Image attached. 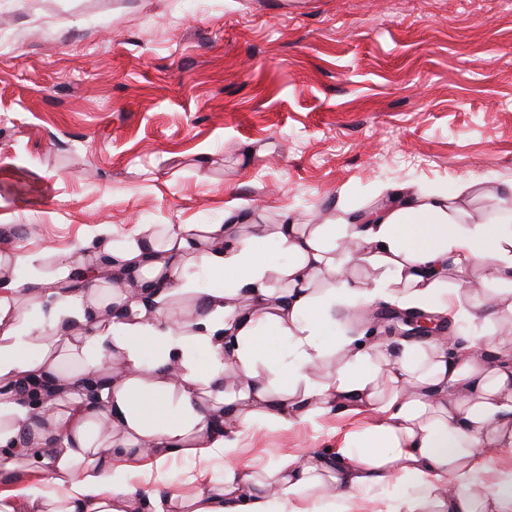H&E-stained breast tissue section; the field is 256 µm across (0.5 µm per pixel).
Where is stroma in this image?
Here are the masks:
<instances>
[{
    "label": "stroma",
    "mask_w": 512,
    "mask_h": 512,
    "mask_svg": "<svg viewBox=\"0 0 512 512\" xmlns=\"http://www.w3.org/2000/svg\"><path fill=\"white\" fill-rule=\"evenodd\" d=\"M0 274L20 284L31 333L63 256L109 240L163 244L245 207L231 233L286 263L285 219L333 222L387 186L429 194L477 178L512 184V0H0ZM191 291L166 305L193 323L230 276L188 260ZM445 340L496 335L475 296ZM379 305L336 312L331 337L373 328ZM378 414L326 407L308 421L257 420L234 449L125 473L141 490L191 499L246 465L272 482L281 453L343 459ZM403 478L349 500L308 493L317 512H396Z\"/></svg>",
    "instance_id": "1"
}]
</instances>
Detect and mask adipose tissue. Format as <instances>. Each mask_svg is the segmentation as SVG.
I'll list each match as a JSON object with an SVG mask.
<instances>
[{
	"label": "adipose tissue",
	"instance_id": "1",
	"mask_svg": "<svg viewBox=\"0 0 512 512\" xmlns=\"http://www.w3.org/2000/svg\"><path fill=\"white\" fill-rule=\"evenodd\" d=\"M478 187L471 178L445 197L400 185L385 205L358 216L344 209L330 224L278 225L291 259L279 270L287 286L275 296L267 284L271 259L256 239L228 240L223 225H212V247L200 259L232 275L246 301L209 294L208 314L190 333L158 305L186 287L181 270L196 247L186 225H167L159 259L149 241L107 242L106 251L117 253L136 279L116 294L108 321L100 316V290L89 281L72 291L48 289L53 315L30 335L16 305L17 284L0 280V473L35 461L47 484L68 488L60 498L0 495V512H166L168 496L139 492L117 473L147 459L220 453L227 431L252 417L290 424L320 405L340 412L378 408L370 448L336 463L285 458L270 494L248 468L226 469L222 484L192 499L187 512H269L271 495L280 512H303L305 493L324 480L348 497L397 475L421 491L402 500L399 512H512V472L480 497L471 483L485 453L512 454V339L476 335L466 353L452 355L437 340L372 346L357 336L335 343L341 359L333 371L318 381L310 376L325 356L317 340L335 306H370L392 284L406 309L447 311L461 296L449 288V273L465 275L480 261L491 263L499 282L512 284V224L460 221L463 202ZM339 236L349 248L328 252L324 241ZM359 251L374 271L368 288L346 275ZM330 270L334 287L319 290ZM282 341L291 359L287 393L276 399L266 380L282 362L276 349ZM92 346L105 357L120 356L125 374L90 398L82 379L96 375L97 364L87 363L77 376L60 372L58 363L80 359ZM201 347L208 352L202 363L194 357ZM231 368L245 382L234 397L223 390Z\"/></svg>",
	"mask_w": 512,
	"mask_h": 512
}]
</instances>
